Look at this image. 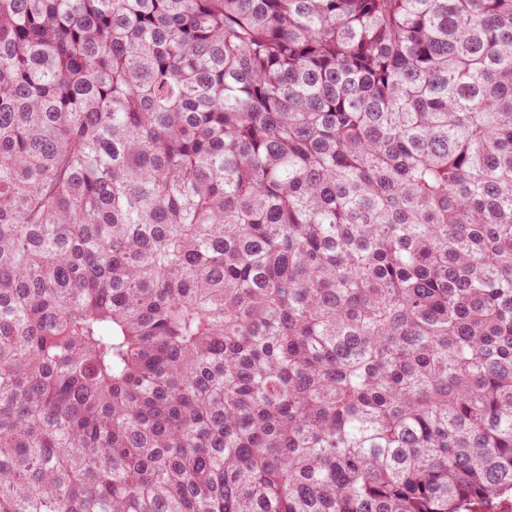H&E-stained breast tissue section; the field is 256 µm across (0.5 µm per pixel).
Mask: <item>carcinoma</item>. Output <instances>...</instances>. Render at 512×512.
I'll list each match as a JSON object with an SVG mask.
<instances>
[{
  "instance_id": "cac0c4a2",
  "label": "carcinoma",
  "mask_w": 512,
  "mask_h": 512,
  "mask_svg": "<svg viewBox=\"0 0 512 512\" xmlns=\"http://www.w3.org/2000/svg\"><path fill=\"white\" fill-rule=\"evenodd\" d=\"M512 492V0H0V512Z\"/></svg>"
}]
</instances>
